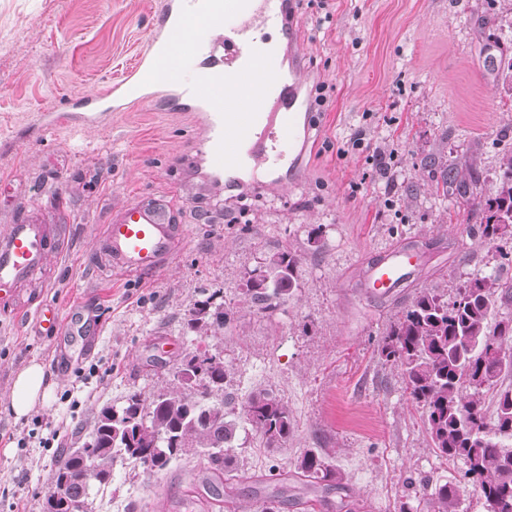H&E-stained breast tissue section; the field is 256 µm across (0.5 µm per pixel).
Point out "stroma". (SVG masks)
<instances>
[{"label":"stroma","mask_w":512,"mask_h":512,"mask_svg":"<svg viewBox=\"0 0 512 512\" xmlns=\"http://www.w3.org/2000/svg\"><path fill=\"white\" fill-rule=\"evenodd\" d=\"M299 2L304 91L320 114L301 169L249 167L224 179L199 150L206 130L190 107L135 103L83 119L81 98L105 92L149 49L165 0H0V229L24 219L67 228L43 282L0 303V395L34 359L53 384L31 417L0 415V512H43L57 460L87 438L99 410L134 389L171 387L176 364L202 342L232 365L237 402L267 388L295 420L282 448L263 447L240 424L237 512H260L279 489L282 512H304L313 490L270 474L293 470L307 450L345 476L327 500L362 512H427L429 487L408 477L460 479L463 462L430 448L423 409L378 345L420 289L452 296L492 258L465 202L433 190L444 167L467 160L492 181L498 154L512 147V82L491 64L512 56L503 37L512 0ZM65 107L71 121L50 125V112ZM428 156L434 166H423ZM409 183L416 195L405 193ZM154 193L168 195L188 226L181 253L145 279L96 278L87 254L111 209ZM407 245L422 259L396 293L360 288L381 252ZM278 247L302 255L300 286L265 313L240 292ZM209 297L233 319L204 338L187 318ZM77 302L97 341L60 358L32 313ZM206 466L199 454L160 472L116 463L111 484L91 490L92 512H212Z\"/></svg>","instance_id":"1"}]
</instances>
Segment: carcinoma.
Masks as SVG:
<instances>
[{"label": "carcinoma", "mask_w": 512, "mask_h": 512, "mask_svg": "<svg viewBox=\"0 0 512 512\" xmlns=\"http://www.w3.org/2000/svg\"><path fill=\"white\" fill-rule=\"evenodd\" d=\"M458 183L464 184L459 196L466 199L482 238L499 253L497 271L467 277L449 301L436 288L420 289L390 325L378 354L400 369L409 398L423 408L435 453L464 461V479L482 497L486 512H512V383H506L512 376V314L497 311L498 305L512 302V283L498 272L512 264V253L498 247L512 239V149L498 156L489 191L478 188L481 178L469 161L444 170L442 196L448 197V187ZM301 263V255L290 249L267 254L244 283L241 301L276 311L299 288ZM231 317L232 310L213 307L209 297L194 304L187 325L214 336ZM173 377L166 391L148 395L133 390L121 405L100 409L92 452L86 457L74 448L63 453L44 512H50L54 496L67 504L60 512H92L87 467L106 486L119 460L162 471L202 449L208 450L209 463L203 484L217 498L229 496L238 423L236 403L224 390L232 369L220 352L197 348L183 356ZM243 412L267 448L283 447L293 433L288 405L267 389L251 392ZM295 468L296 477L326 492L343 489L341 472L311 450ZM461 491L457 484L435 487L427 500L429 512H455Z\"/></svg>", "instance_id": "carcinoma-1"}]
</instances>
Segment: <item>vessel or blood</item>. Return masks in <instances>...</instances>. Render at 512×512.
I'll use <instances>...</instances> for the list:
<instances>
[{"mask_svg":"<svg viewBox=\"0 0 512 512\" xmlns=\"http://www.w3.org/2000/svg\"><path fill=\"white\" fill-rule=\"evenodd\" d=\"M296 14V0H167V28L136 67L108 90L113 111L144 99L141 76L161 63L168 84L207 113L210 136L205 153L216 175L239 170L252 160L280 161L283 145L296 142L302 77L299 68L283 69L259 31H294ZM224 18L233 19L234 28L210 41L213 25ZM189 19L198 36L187 50L181 34ZM56 234L50 225L26 220L0 231V293H10L41 273ZM186 237L187 227L171 199H134L113 208L96 238L104 257L92 259L90 269L102 278L112 272L144 278L172 263ZM414 256L410 248L387 251L367 274L370 291L386 294L400 287L414 266ZM80 315L77 308L34 312L36 321L61 341L87 336Z\"/></svg>","mask_w":512,"mask_h":512,"instance_id":"b4317fda","label":"vessel or blood"}]
</instances>
